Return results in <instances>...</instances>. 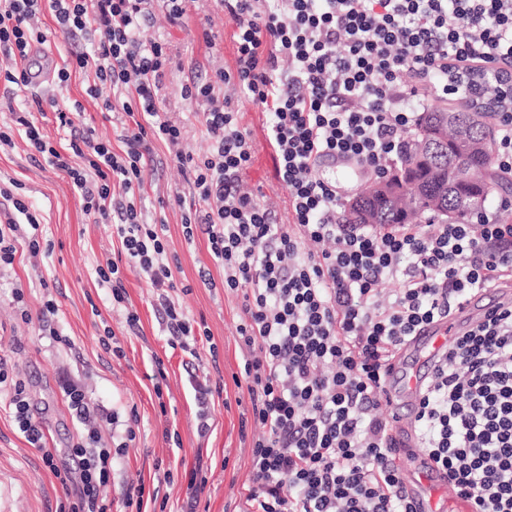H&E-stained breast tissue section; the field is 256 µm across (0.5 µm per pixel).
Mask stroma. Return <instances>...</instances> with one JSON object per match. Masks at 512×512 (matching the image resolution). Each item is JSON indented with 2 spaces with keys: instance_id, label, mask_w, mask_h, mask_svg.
<instances>
[{
  "instance_id": "35a3bbf8",
  "label": "stroma",
  "mask_w": 512,
  "mask_h": 512,
  "mask_svg": "<svg viewBox=\"0 0 512 512\" xmlns=\"http://www.w3.org/2000/svg\"><path fill=\"white\" fill-rule=\"evenodd\" d=\"M222 32L221 54L211 57L206 43L209 30ZM44 44L34 46L32 69L41 71L40 82L17 87L0 77V126L13 113H30L34 123L53 145H66L68 134L58 131L54 104L80 102L83 126L104 139L116 140L118 131L103 108L110 98L109 84H95L89 72L74 71L66 85L54 73L69 59L70 45L50 14L41 17ZM235 27L207 0H192L185 16L170 22L164 11H156L149 37L167 45L170 62L162 90L174 120L182 122L183 151L201 155L208 148L197 122L185 115L197 111V103L184 100L181 88L190 75L210 76L235 64ZM98 85V97L87 95L89 85ZM235 98L241 122L252 141L253 161L243 177L245 186L267 195L276 220H289L288 191L275 177V153L267 138V116L240 90L225 87ZM25 136L14 135L12 146L0 148V180H13L16 198L43 217L44 247L31 255L19 246L13 265L0 269V362L24 382L32 409L43 420L48 447L66 455L81 429L62 393L66 381L83 385L88 401L101 417L94 425L102 446L114 456L109 492L112 512H126L121 492L132 482L152 485L159 469L170 470L172 483L162 485L170 512H180L188 497L186 471H206L208 484L199 496V512H245V489L250 480L251 439L255 427H242L250 403L246 389L237 387L241 352L236 325L244 304L242 296L225 294L219 285L204 287L201 270L210 268L208 244L203 236L187 241L183 212L175 194H186L190 186L177 166L143 174V210L148 221L164 222L163 232L175 288L172 296L186 313L204 321L207 336L199 337V357L188 360L171 348L161 326V315L153 305V290L135 271L125 273L128 303L140 317L138 335L124 330L123 311L113 308L110 290L97 275L99 265L117 258L121 244L108 224H96L84 212L82 201L66 178L47 163H34ZM22 289L23 300H15L14 289ZM58 307L51 326L71 339V346L50 342L40 332L41 311L46 300ZM164 366L167 386L156 398L151 377ZM216 382L211 407L212 429L197 432L198 407L189 383L190 374ZM170 404L173 415L160 413L159 401ZM9 391L0 392V512H62L64 494L58 480L47 471L39 452L16 428L9 409ZM134 426L136 438L127 441L126 428ZM172 428L174 438L164 435Z\"/></svg>"
}]
</instances>
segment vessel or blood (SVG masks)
<instances>
[{"label": "vessel or blood", "instance_id": "b4317fda", "mask_svg": "<svg viewBox=\"0 0 512 512\" xmlns=\"http://www.w3.org/2000/svg\"><path fill=\"white\" fill-rule=\"evenodd\" d=\"M512 304L507 293L490 289L466 300L447 319L420 330L396 352L386 379L391 408L390 444L402 459L404 492L414 512H471L468 501L450 491L444 472L421 450L414 424L415 408L433 375L437 360L460 333L475 328L493 310Z\"/></svg>", "mask_w": 512, "mask_h": 512}]
</instances>
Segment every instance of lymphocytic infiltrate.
<instances>
[{
	"label": "lymphocytic infiltrate",
	"mask_w": 512,
	"mask_h": 512,
	"mask_svg": "<svg viewBox=\"0 0 512 512\" xmlns=\"http://www.w3.org/2000/svg\"><path fill=\"white\" fill-rule=\"evenodd\" d=\"M235 26L234 69L184 87L204 102L195 119L209 143L201 158L180 151L181 123L157 103L166 60L147 37L155 9L183 17L186 0H51L65 40L82 43L72 69L93 72L120 91L106 102L123 148L81 128V105L57 108L70 134L57 149L27 116L14 117L30 146L108 224L123 261L98 268L114 304L125 301L123 270L146 279L170 334L169 345L198 357L195 321L169 295L172 270L155 225L142 220L143 173L158 168L153 141L187 176L175 196L185 230L206 235L224 290L242 294L236 327L240 376L260 428L251 444V512H412L379 415L389 361L418 330L512 272V224H340L335 186L317 174L327 155L383 171L415 123L416 82L449 69L512 66V0H213ZM42 0H0V47L26 57ZM415 81L407 83L405 72ZM238 87L269 116L276 176L292 220L276 223L263 195L243 190L253 160L250 134L225 86ZM13 200L24 222L0 224V268L18 243L40 249V221ZM393 293H385V285ZM19 431L65 494L64 512H112V451L88 431L59 465L26 387L0 367V387ZM419 445L471 498L476 512H512V306L494 310L458 336L422 394Z\"/></svg>",
	"instance_id": "f902f5d3"
}]
</instances>
